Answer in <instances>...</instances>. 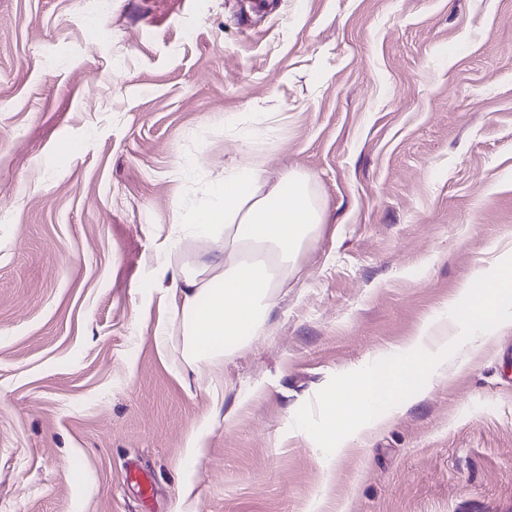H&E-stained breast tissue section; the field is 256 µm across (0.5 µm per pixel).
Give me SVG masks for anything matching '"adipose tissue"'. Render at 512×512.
I'll use <instances>...</instances> for the list:
<instances>
[{"mask_svg": "<svg viewBox=\"0 0 512 512\" xmlns=\"http://www.w3.org/2000/svg\"><path fill=\"white\" fill-rule=\"evenodd\" d=\"M326 222L309 177L268 182L248 167L218 182L192 226L210 248L193 267L170 270L168 286L182 358L196 378L216 375L224 343L254 334L277 306L298 255Z\"/></svg>", "mask_w": 512, "mask_h": 512, "instance_id": "adipose-tissue-1", "label": "adipose tissue"}]
</instances>
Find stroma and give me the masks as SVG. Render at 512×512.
<instances>
[{
	"label": "stroma",
	"instance_id": "obj_1",
	"mask_svg": "<svg viewBox=\"0 0 512 512\" xmlns=\"http://www.w3.org/2000/svg\"><path fill=\"white\" fill-rule=\"evenodd\" d=\"M252 164L328 222L189 384L161 278ZM508 250L512 0H0V512H512V325L335 459L293 426Z\"/></svg>",
	"mask_w": 512,
	"mask_h": 512
}]
</instances>
